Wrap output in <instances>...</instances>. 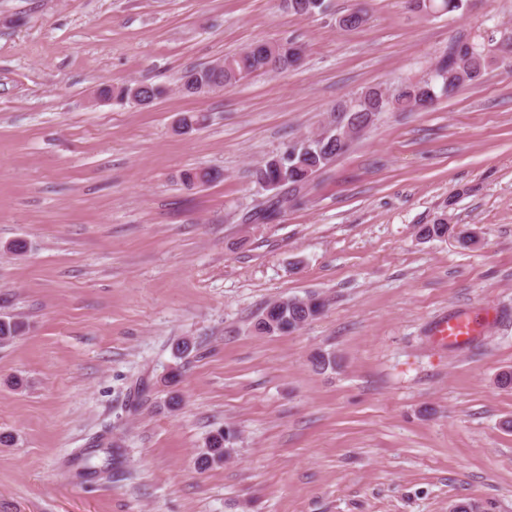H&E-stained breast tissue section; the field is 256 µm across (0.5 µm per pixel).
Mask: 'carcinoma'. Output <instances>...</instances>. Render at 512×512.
Returning a JSON list of instances; mask_svg holds the SVG:
<instances>
[{
    "label": "carcinoma",
    "mask_w": 512,
    "mask_h": 512,
    "mask_svg": "<svg viewBox=\"0 0 512 512\" xmlns=\"http://www.w3.org/2000/svg\"><path fill=\"white\" fill-rule=\"evenodd\" d=\"M416 12L438 17L443 14L463 12L469 0H410ZM280 7L289 13L301 15L322 14L329 9L328 0H280ZM343 30H355L362 27L368 20L365 11L352 9L341 15ZM301 46L288 42L258 40L246 50L226 56L211 67L193 68L185 71L181 78L185 95L193 96L189 78L200 75L211 79V88H224L234 85L243 79L257 74L272 71V66L286 70L298 65L303 59ZM498 55L491 45L475 41H457L448 54L437 61L428 79L419 82H408L400 89L388 94L378 87H371L360 92L351 100L349 107L343 109L344 120L355 118L357 126L365 130L377 120L378 116L389 110L417 111L433 103L439 98L450 97L458 89L467 84L478 82L485 72L494 65ZM137 85L140 87L139 103L147 106L168 92L164 84L132 82L103 84L99 87L100 94L112 102L125 105L132 104L127 89ZM348 151L336 138V132L327 130L313 138H304L288 145L280 153L270 157L254 173L255 183L265 188L269 181L278 179L279 172L274 169L278 163L284 166V183L290 197L296 199L307 191L313 181L312 174L322 171L330 162L331 156H340ZM424 238H442L448 235L462 237L463 232L456 231V225L439 218L432 224H425L418 230ZM323 304L313 298H286L277 300L267 306L269 321L273 324V332L293 333L301 328L304 317H315L321 313ZM28 323L20 317H0V346H7L14 339L23 335ZM235 435L218 429L211 433L199 455L198 462L202 467L220 464L236 453L234 448ZM120 448L112 443L98 442L93 448H87L76 455L71 462L75 477L86 480L102 478L110 473L119 463Z\"/></svg>",
    "instance_id": "obj_1"
}]
</instances>
